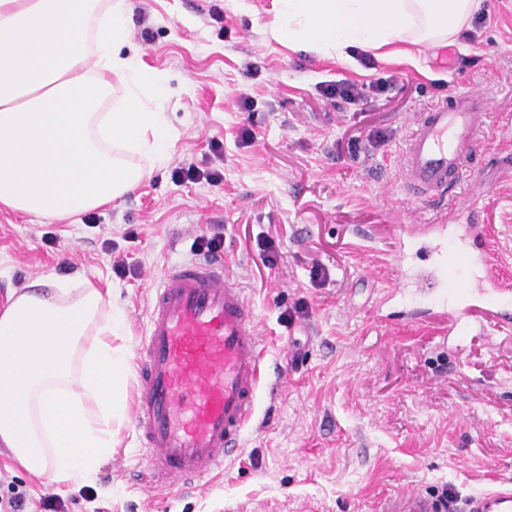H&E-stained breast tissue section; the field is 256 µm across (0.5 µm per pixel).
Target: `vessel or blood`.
<instances>
[{"instance_id":"vessel-or-blood-1","label":"vessel or blood","mask_w":512,"mask_h":512,"mask_svg":"<svg viewBox=\"0 0 512 512\" xmlns=\"http://www.w3.org/2000/svg\"><path fill=\"white\" fill-rule=\"evenodd\" d=\"M487 100L461 92L422 113L399 158L410 199L435 206L448 187L469 174L474 151L486 138ZM461 226V238L473 251L469 262L485 275L468 280L460 295L449 294V228ZM481 224H459L455 216L432 224H404L401 239H424L434 265H411L399 248L402 276L383 294L394 300L405 291L433 300V308L412 316H435L449 332L511 323L512 314L497 302L507 288L493 274V258L483 250ZM146 339L139 358L132 420L146 448L144 469L160 489L208 476L242 445L261 381L260 338L253 313L236 279L222 264L190 262L163 271L147 306ZM391 512H436L435 503L418 494L399 498ZM465 512H512V489L470 498Z\"/></svg>"}]
</instances>
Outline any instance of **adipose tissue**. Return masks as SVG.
I'll use <instances>...</instances> for the list:
<instances>
[{
    "label": "adipose tissue",
    "mask_w": 512,
    "mask_h": 512,
    "mask_svg": "<svg viewBox=\"0 0 512 512\" xmlns=\"http://www.w3.org/2000/svg\"><path fill=\"white\" fill-rule=\"evenodd\" d=\"M482 0H276L270 31L354 63L353 49L455 38ZM131 0H0V210L64 222L134 191L177 136L166 81L130 51ZM91 281L38 278L0 310V446L81 488L112 454L130 352Z\"/></svg>",
    "instance_id": "ef3b65f1"
}]
</instances>
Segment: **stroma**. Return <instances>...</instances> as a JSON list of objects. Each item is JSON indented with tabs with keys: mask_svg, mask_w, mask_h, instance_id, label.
Returning a JSON list of instances; mask_svg holds the SVG:
<instances>
[{
	"mask_svg": "<svg viewBox=\"0 0 512 512\" xmlns=\"http://www.w3.org/2000/svg\"><path fill=\"white\" fill-rule=\"evenodd\" d=\"M275 0H135L131 43L167 76L178 138L132 193L51 224L0 211V304L39 277L111 289L123 340L137 352L157 273L207 261L199 239L240 283L260 331L266 380L240 452L209 486L154 488L131 420L78 490L19 469L0 447V512H383L413 491L458 506L512 487V324L440 339L436 318L399 301L375 305L395 275L399 227L442 211L409 200L398 157L419 114L455 91L489 99V136L470 180L448 193L487 227L495 274L512 284V0H482L475 42L424 50L418 64L372 58L359 68L289 48L268 32ZM459 58L444 65L446 49ZM390 86L361 107L322 96L328 81ZM250 105H243V97ZM252 129L253 142L241 141ZM384 144L371 148V133ZM220 143L216 160L212 143ZM220 168L216 182L174 176ZM124 272H115L113 259Z\"/></svg>",
	"mask_w": 512,
	"mask_h": 512,
	"instance_id": "1",
	"label": "stroma"
}]
</instances>
